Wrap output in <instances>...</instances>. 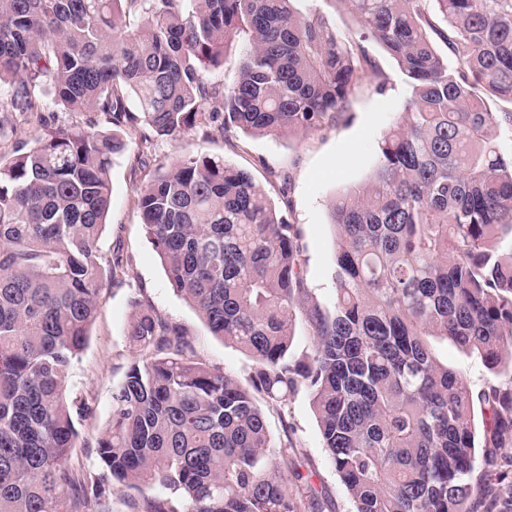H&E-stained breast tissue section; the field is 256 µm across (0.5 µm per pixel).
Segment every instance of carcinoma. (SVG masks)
<instances>
[{"label":"carcinoma","mask_w":512,"mask_h":512,"mask_svg":"<svg viewBox=\"0 0 512 512\" xmlns=\"http://www.w3.org/2000/svg\"><path fill=\"white\" fill-rule=\"evenodd\" d=\"M291 2L0 0V512H95L106 483L171 491L142 512H321L292 427L273 450L258 405L301 390L353 512H475L488 477L477 450L512 447V154L495 134L512 111L487 102L512 103V0H341L410 96L371 179L331 205L330 307L311 301L297 226L247 171L189 155L141 180L171 288L252 364L242 381L207 366L178 325L134 302L126 336L140 353L112 389L100 472L68 464L88 411L70 370L122 268L102 266L98 242L124 136L305 135L345 111L371 65ZM50 103L90 118L27 146L20 123ZM298 315L313 332L304 353ZM446 341L481 357V392L439 359ZM497 480L512 512V474Z\"/></svg>","instance_id":"carcinoma-1"}]
</instances>
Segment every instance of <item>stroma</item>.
<instances>
[{"instance_id":"stroma-1","label":"stroma","mask_w":512,"mask_h":512,"mask_svg":"<svg viewBox=\"0 0 512 512\" xmlns=\"http://www.w3.org/2000/svg\"><path fill=\"white\" fill-rule=\"evenodd\" d=\"M293 7L323 16L339 39L365 53L376 71L355 88L346 111L325 129L293 139L243 136L234 149L217 130L207 135L193 130L177 138L156 136L148 144L128 135V156L112 168V204L98 243L102 263L111 264L117 253L124 259L123 269L99 296L97 317L71 379L73 395L91 405L69 456L74 467L97 471L96 440L112 415V389L138 354L125 335L132 298L149 302L157 313L181 325L200 361L238 379L249 366L242 352L214 337L193 307L170 288L141 222L131 156L142 152L152 164L167 165L185 155H206L249 171L300 230L303 274L314 301L325 307L334 301L331 204L340 191L370 177L379 162L378 142L402 115L409 86L395 61L342 0H294ZM262 408L273 442L283 441L284 426L293 427L299 455L313 472L310 482L329 502L325 512H351L347 493L327 460L308 395L301 393L274 405L266 402Z\"/></svg>"}]
</instances>
